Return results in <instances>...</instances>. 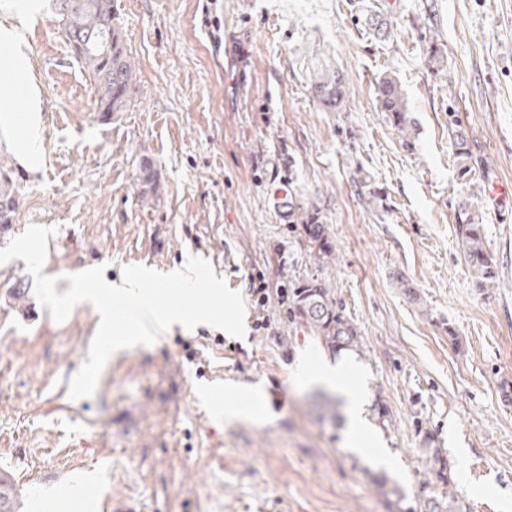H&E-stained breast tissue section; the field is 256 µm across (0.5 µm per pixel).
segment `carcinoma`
<instances>
[{
    "label": "carcinoma",
    "instance_id": "1",
    "mask_svg": "<svg viewBox=\"0 0 512 512\" xmlns=\"http://www.w3.org/2000/svg\"><path fill=\"white\" fill-rule=\"evenodd\" d=\"M50 10L72 57L89 77L101 117L110 119L128 111L135 102L137 72L114 12V0H50ZM308 85L313 97L329 112L340 109L348 90L343 69L330 64L312 69ZM375 94L378 111L397 131L402 143L412 146L415 125L399 81L390 74L382 76ZM448 135L456 162V178L468 193L456 208L459 253L471 271L474 288L487 294L496 287L498 272L486 247L483 216L473 189L471 144L452 112L448 113ZM139 171L140 196L147 203L156 196L158 174L152 161L145 157L139 161ZM17 193L12 172L0 166L1 226L13 223ZM288 223L304 225L309 248L320 270L333 263L334 247L329 241L330 231L323 212L317 203L299 194L291 178L288 179ZM288 291V323L304 329L329 352L361 353L359 327L345 312L336 290L326 278L291 279ZM320 399L322 415L334 425L343 426L342 400L324 395ZM425 440V479L420 481L418 492L411 495L390 476L374 474L371 482L376 492L385 499L389 512H466L456 490L452 465L443 455L438 437L429 432ZM16 494L12 476L0 473V512H15L12 500Z\"/></svg>",
    "mask_w": 512,
    "mask_h": 512
}]
</instances>
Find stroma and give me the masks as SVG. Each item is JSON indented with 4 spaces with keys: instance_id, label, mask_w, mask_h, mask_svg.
<instances>
[{
    "instance_id": "35a3bbf8",
    "label": "stroma",
    "mask_w": 512,
    "mask_h": 512,
    "mask_svg": "<svg viewBox=\"0 0 512 512\" xmlns=\"http://www.w3.org/2000/svg\"><path fill=\"white\" fill-rule=\"evenodd\" d=\"M386 39L363 25L368 7ZM137 70L135 104L101 128L90 81L46 0H0V66L21 59L24 92L9 112L42 113L39 164L0 137V165L21 193L0 248L28 226L54 228L44 275L141 264L182 268L208 257L230 289L262 269L270 282L315 275L301 225L272 207L295 177L318 203L336 246L326 275L362 331V352L330 357L303 330L213 341L207 325H173L156 343L116 351L95 393L69 383L88 359L100 317L87 302L56 323L23 260L0 264V471L23 512H100L102 478L140 512H388L370 472L408 492L423 477L424 436L436 433L470 512H512V0H115ZM445 52L448 82L429 58ZM342 67L338 111L308 91L312 50ZM389 73L415 122L406 149L377 109ZM473 148L488 250L499 269L479 295L456 242L460 199L448 117ZM160 174L140 202L138 163ZM365 182H353L355 169ZM377 189L382 207L368 202ZM417 290L412 301L405 287ZM457 340H450L449 331ZM347 364L362 407L360 436L321 421L308 396L330 360ZM253 390L249 415L225 414ZM390 433L369 421L375 398Z\"/></svg>"
}]
</instances>
